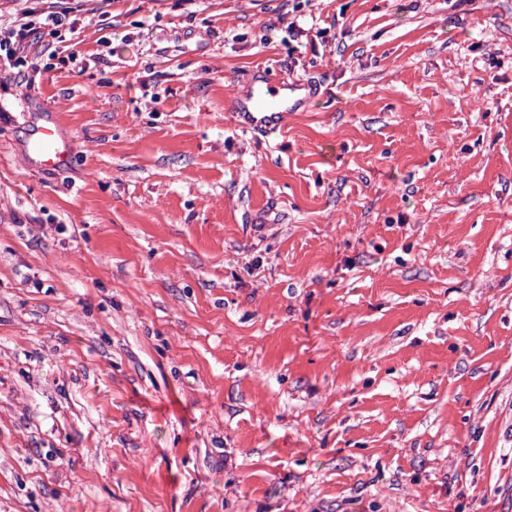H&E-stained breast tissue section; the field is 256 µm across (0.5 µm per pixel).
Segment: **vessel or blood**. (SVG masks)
Wrapping results in <instances>:
<instances>
[{
	"instance_id": "1",
	"label": "vessel or blood",
	"mask_w": 512,
	"mask_h": 512,
	"mask_svg": "<svg viewBox=\"0 0 512 512\" xmlns=\"http://www.w3.org/2000/svg\"><path fill=\"white\" fill-rule=\"evenodd\" d=\"M314 96V85L306 81L265 73L244 93L233 96L227 110L238 128L269 136L282 129L289 113L300 111ZM75 152L74 140L56 117L45 121L26 147L28 159L45 170L64 168Z\"/></svg>"
}]
</instances>
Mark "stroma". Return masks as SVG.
<instances>
[{
    "label": "stroma",
    "instance_id": "1",
    "mask_svg": "<svg viewBox=\"0 0 512 512\" xmlns=\"http://www.w3.org/2000/svg\"><path fill=\"white\" fill-rule=\"evenodd\" d=\"M60 4L0 82V512H512V0ZM262 70L320 88L266 137ZM76 152L72 137L62 128L57 116L39 127L36 137L26 147V156L44 170L64 168Z\"/></svg>",
    "mask_w": 512,
    "mask_h": 512
}]
</instances>
